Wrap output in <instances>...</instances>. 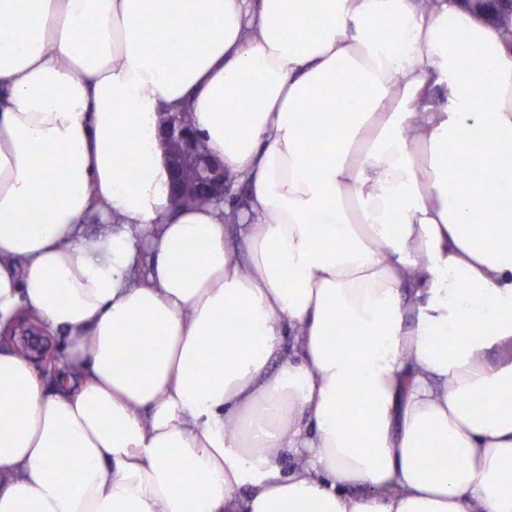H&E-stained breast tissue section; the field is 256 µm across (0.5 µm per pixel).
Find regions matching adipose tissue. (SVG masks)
<instances>
[{"mask_svg": "<svg viewBox=\"0 0 512 512\" xmlns=\"http://www.w3.org/2000/svg\"><path fill=\"white\" fill-rule=\"evenodd\" d=\"M0 21V330L63 335L55 378L0 344V512H512L496 26L458 0ZM185 104L240 208L174 207Z\"/></svg>", "mask_w": 512, "mask_h": 512, "instance_id": "ef3b65f1", "label": "adipose tissue"}]
</instances>
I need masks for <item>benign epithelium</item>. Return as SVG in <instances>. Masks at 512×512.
Wrapping results in <instances>:
<instances>
[{
    "mask_svg": "<svg viewBox=\"0 0 512 512\" xmlns=\"http://www.w3.org/2000/svg\"><path fill=\"white\" fill-rule=\"evenodd\" d=\"M477 3L483 5L490 16L512 12V0H477ZM160 132L169 152L173 201L180 203L192 193L218 204L224 202L230 185L224 173V163L212 155L199 152L194 130L184 122L182 113H165ZM23 325L34 330V333L25 335L23 341L36 348L37 357L45 360L46 366H55L54 360L45 357L41 350L39 325L31 317L22 316L12 329L17 330Z\"/></svg>",
    "mask_w": 512,
    "mask_h": 512,
    "instance_id": "benign-epithelium-1",
    "label": "benign epithelium"
}]
</instances>
